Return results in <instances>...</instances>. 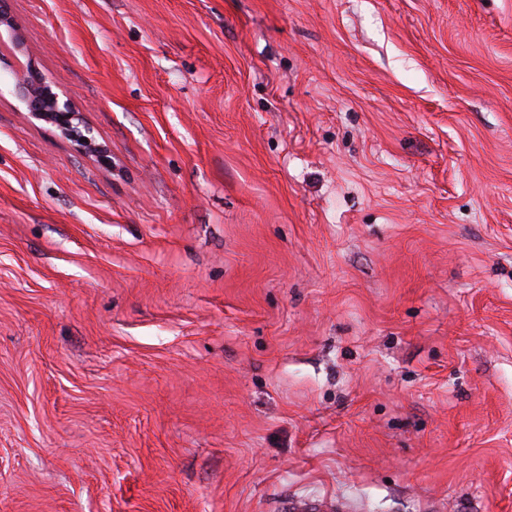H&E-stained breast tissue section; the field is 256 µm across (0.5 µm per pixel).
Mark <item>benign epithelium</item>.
I'll use <instances>...</instances> for the list:
<instances>
[{
    "mask_svg": "<svg viewBox=\"0 0 512 512\" xmlns=\"http://www.w3.org/2000/svg\"><path fill=\"white\" fill-rule=\"evenodd\" d=\"M2 82L13 85L14 95L26 106L34 119L53 127L78 150L101 165H112L111 151L97 142L93 128L75 101L69 96L60 98L34 63L28 64V76L25 79L18 78L11 69L1 71L0 83Z\"/></svg>",
    "mask_w": 512,
    "mask_h": 512,
    "instance_id": "1",
    "label": "benign epithelium"
}]
</instances>
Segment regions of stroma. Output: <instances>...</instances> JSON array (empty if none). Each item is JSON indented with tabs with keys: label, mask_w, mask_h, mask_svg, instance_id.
I'll return each mask as SVG.
<instances>
[{
	"label": "stroma",
	"mask_w": 512,
	"mask_h": 512,
	"mask_svg": "<svg viewBox=\"0 0 512 512\" xmlns=\"http://www.w3.org/2000/svg\"><path fill=\"white\" fill-rule=\"evenodd\" d=\"M0 512H512V0H11ZM10 67L8 65V70L0 72V84L5 82L13 85L14 95L26 106L34 119L53 127L78 150L101 165H112L111 151L97 142L93 128L71 97L65 95V99H61L32 62L28 64L26 79H19Z\"/></svg>",
	"instance_id": "obj_1"
}]
</instances>
